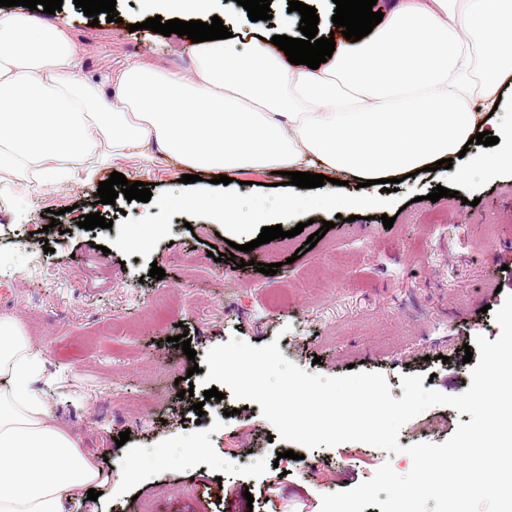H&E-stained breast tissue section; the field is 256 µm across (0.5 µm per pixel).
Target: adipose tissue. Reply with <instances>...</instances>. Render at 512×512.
<instances>
[{
	"instance_id": "1",
	"label": "adipose tissue",
	"mask_w": 512,
	"mask_h": 512,
	"mask_svg": "<svg viewBox=\"0 0 512 512\" xmlns=\"http://www.w3.org/2000/svg\"><path fill=\"white\" fill-rule=\"evenodd\" d=\"M194 49L187 76L136 61L84 80L83 49L65 26L1 14L0 171L56 183L83 166L97 130L113 151L151 143L199 170L315 164L363 183L455 157L488 130L494 149L457 179L512 172V125L490 116L512 76V0H401L315 70L292 66L265 38L246 53L231 38ZM43 369L21 324L0 317V512H67L102 483L35 388Z\"/></svg>"
}]
</instances>
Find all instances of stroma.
<instances>
[{"instance_id": "1", "label": "stroma", "mask_w": 512, "mask_h": 512, "mask_svg": "<svg viewBox=\"0 0 512 512\" xmlns=\"http://www.w3.org/2000/svg\"><path fill=\"white\" fill-rule=\"evenodd\" d=\"M288 0H272L271 21L242 20L236 0H212L211 14L232 25L241 47L257 34H286ZM120 22L99 14L90 26L73 0H63L52 21H67L85 50L80 77L96 78L145 57L183 74L193 67L190 41L141 29L144 0H116ZM151 186L149 202L117 197L96 204L101 181L112 172ZM185 167L153 152L117 154L93 179L76 175L50 186L30 184L24 172L0 175V317L17 318L45 360L42 392L59 427L104 473L113 495L79 498L68 512H320L326 494L354 489L383 463L408 473L405 447L440 444L467 413L434 406L405 424L401 453L361 442L308 449L275 438L258 403L233 395L205 400L192 364L236 338L248 344L277 342L289 361L310 374L349 371L384 374L393 398L403 396L402 375L421 374L424 389L447 395L471 385L461 348L476 336L496 340L492 312L512 294V174L491 179L472 173L455 182L438 168L403 179L394 192L369 186L385 203L381 218L351 220L349 211L303 201L287 228L304 224L276 247H239L261 232L253 224H218L208 211L162 208L171 196H201L207 203L234 190L243 207L260 204L277 214L289 191L272 171L234 173L231 184L182 183ZM450 196L431 202L433 187ZM60 224L50 227V214ZM100 212L111 228L78 223ZM333 227L307 247L319 222ZM149 235L141 250L123 246L131 233ZM224 261H214V254ZM246 267H237V260ZM275 263V275L256 271ZM164 269L150 277L151 266ZM287 297L271 304L273 292ZM189 332L195 358L172 339ZM193 396H186V389ZM204 405L203 415L191 410ZM129 431L125 444L120 432ZM203 453H194V446ZM295 458H285V451ZM138 454L140 478L125 461Z\"/></svg>"}]
</instances>
